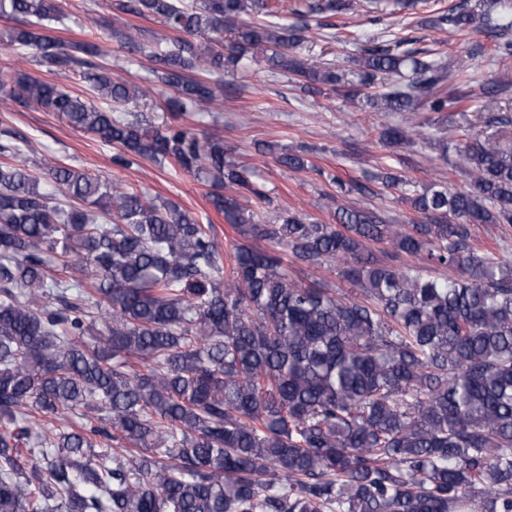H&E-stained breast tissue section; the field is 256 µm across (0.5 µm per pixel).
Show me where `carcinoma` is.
Returning <instances> with one entry per match:
<instances>
[{
	"mask_svg": "<svg viewBox=\"0 0 512 512\" xmlns=\"http://www.w3.org/2000/svg\"><path fill=\"white\" fill-rule=\"evenodd\" d=\"M366 3L375 20L414 6ZM279 6L115 3L179 33L150 51V81L175 116L219 100L224 70L246 57L301 78L308 96L338 91L341 75L288 50L308 18L332 19L346 0H290V28L271 21ZM57 13L56 0H0V17L19 22L7 44L45 72H79L103 98L136 100L140 87L96 62L98 44L48 34ZM431 23L487 34L512 66V0H465ZM112 37L131 54L148 48L126 28ZM417 55L365 48L345 98L384 112L469 103L468 61L451 72ZM407 63V82L384 84ZM0 93L112 146L117 166L168 159L226 188L210 202L241 238L228 269L212 226L183 208L68 166L36 177L21 159L0 164V512H512V260L470 245L476 224L512 225V107L455 143L461 188L373 175L411 204L410 224L368 207H339L334 224L299 211L260 224L240 197L266 192L223 138L172 123L144 131L24 71L1 76ZM418 135L394 125L379 140ZM276 163L309 160L282 152ZM56 260L73 275L56 276ZM290 262L334 263L354 293L298 283ZM99 440L118 451H94Z\"/></svg>",
	"mask_w": 512,
	"mask_h": 512,
	"instance_id": "obj_1",
	"label": "carcinoma"
}]
</instances>
